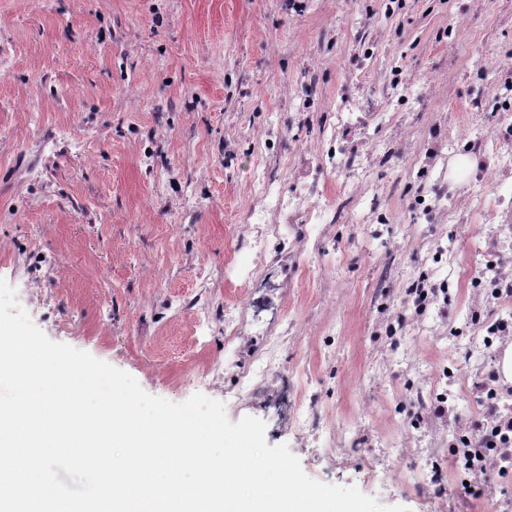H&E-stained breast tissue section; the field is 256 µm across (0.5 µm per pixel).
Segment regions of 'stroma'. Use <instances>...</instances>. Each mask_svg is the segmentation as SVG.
Returning a JSON list of instances; mask_svg holds the SVG:
<instances>
[{
    "label": "stroma",
    "mask_w": 512,
    "mask_h": 512,
    "mask_svg": "<svg viewBox=\"0 0 512 512\" xmlns=\"http://www.w3.org/2000/svg\"><path fill=\"white\" fill-rule=\"evenodd\" d=\"M354 0H0V278L50 340L131 375L150 395L181 403L188 374L224 356V305L241 294L224 283L254 163L287 171L318 123L293 128L277 153H261L256 126L287 124L300 98L322 103L343 87L374 83L402 67L428 87L425 113L408 114L416 146L430 123L458 129L480 87L461 59L512 61V0H410L384 19ZM473 30L458 50L439 44L449 17ZM372 35L376 58L358 67L352 40ZM234 140L225 153V140ZM386 225L378 238L337 224L304 254L314 270L285 310L293 337L279 365L314 415L373 439L402 440L384 422L390 377L376 371L388 349L370 302L383 268L411 277L416 238ZM38 305L30 307V290ZM206 397L231 422L264 421L268 445L284 444L313 479L356 487L381 505L431 512L428 500L366 471L395 460L359 447L344 468L296 447L279 410L245 404L233 376ZM456 512H493L512 478L491 476L485 495L449 482Z\"/></svg>",
    "instance_id": "obj_1"
}]
</instances>
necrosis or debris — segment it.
Segmentation results:
<instances>
[{
    "label": "necrosis or debris",
    "instance_id": "obj_1",
    "mask_svg": "<svg viewBox=\"0 0 512 512\" xmlns=\"http://www.w3.org/2000/svg\"><path fill=\"white\" fill-rule=\"evenodd\" d=\"M474 80L484 95L468 100L469 119L459 131L432 123L412 152L380 140V130L396 126L403 112L422 107L419 88L400 68L381 75L371 90H346L319 126L316 145L295 153L289 168L304 169V181L286 187L282 176L258 164L252 169L253 200L237 226V242L246 262L229 259L224 281L243 287L245 295L224 309V358L197 375L199 384L216 389L225 372H235L249 403L283 401L275 367L276 353L291 331L284 317L260 319L261 298L287 302L300 288L307 267L301 261L309 241L334 224L491 225L475 254L461 256L447 242L428 245L413 276L394 283L382 276L372 308L389 344L386 364L399 365L393 400L410 399L412 413L402 415L405 439L393 449L409 463L411 490L427 497L457 477L483 487L491 464L512 471V280L503 275L501 244L512 240V63L488 69L472 63ZM402 169L418 184L401 210L384 199L377 174ZM466 292L461 320L448 316V296ZM409 307L408 320L393 312L396 301ZM429 337L441 351L425 361L405 346L408 330ZM476 394V422L458 417V404ZM296 430L300 447L336 452L337 467L346 463L347 447L360 443L356 429L311 418L303 402L289 406L283 419Z\"/></svg>",
    "mask_w": 512,
    "mask_h": 512
}]
</instances>
